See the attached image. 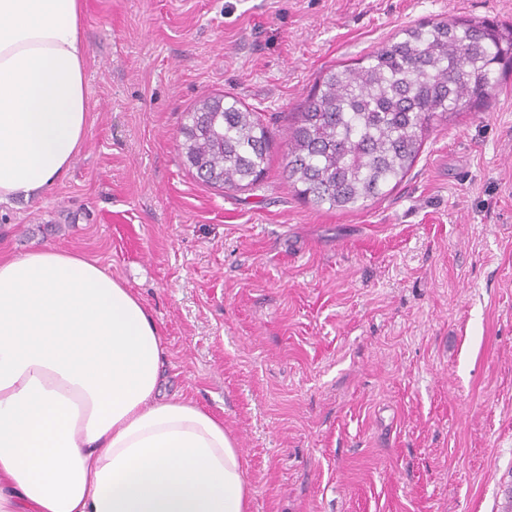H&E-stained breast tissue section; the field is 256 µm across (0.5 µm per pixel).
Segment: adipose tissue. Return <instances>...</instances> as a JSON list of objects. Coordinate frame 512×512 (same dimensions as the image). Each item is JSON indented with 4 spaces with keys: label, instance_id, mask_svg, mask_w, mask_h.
<instances>
[{
    "label": "adipose tissue",
    "instance_id": "ef3b65f1",
    "mask_svg": "<svg viewBox=\"0 0 512 512\" xmlns=\"http://www.w3.org/2000/svg\"><path fill=\"white\" fill-rule=\"evenodd\" d=\"M82 0H0V203L36 197L89 122ZM141 298L84 256L0 258V512H249L224 422L168 395Z\"/></svg>",
    "mask_w": 512,
    "mask_h": 512
}]
</instances>
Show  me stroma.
<instances>
[{
	"label": "stroma",
	"instance_id": "stroma-1",
	"mask_svg": "<svg viewBox=\"0 0 512 512\" xmlns=\"http://www.w3.org/2000/svg\"><path fill=\"white\" fill-rule=\"evenodd\" d=\"M453 16L510 22L512 0H84V148L0 204L1 258L74 251L145 302L170 392L238 444L250 512H500L512 485V71L385 197L316 207L284 172L325 70ZM224 93L271 130L251 190L181 153Z\"/></svg>",
	"mask_w": 512,
	"mask_h": 512
}]
</instances>
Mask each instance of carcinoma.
<instances>
[{
    "instance_id": "1",
    "label": "carcinoma",
    "mask_w": 512,
    "mask_h": 512,
    "mask_svg": "<svg viewBox=\"0 0 512 512\" xmlns=\"http://www.w3.org/2000/svg\"><path fill=\"white\" fill-rule=\"evenodd\" d=\"M512 64V23L448 18L404 28L353 65L326 70L288 127L286 178L316 206L353 209L399 184L432 122L486 105L497 67ZM182 151L203 182L253 189L266 170L271 132L231 95L189 113Z\"/></svg>"
}]
</instances>
